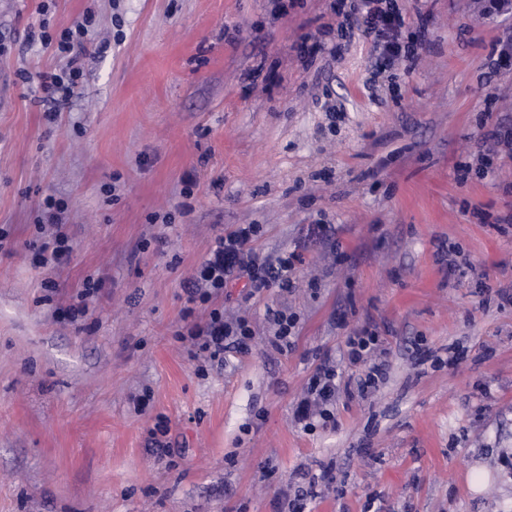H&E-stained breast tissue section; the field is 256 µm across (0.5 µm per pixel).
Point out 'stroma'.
Masks as SVG:
<instances>
[{
    "label": "stroma",
    "instance_id": "obj_1",
    "mask_svg": "<svg viewBox=\"0 0 512 512\" xmlns=\"http://www.w3.org/2000/svg\"><path fill=\"white\" fill-rule=\"evenodd\" d=\"M335 3L0 0V512H275L309 488L311 512H512V229L495 222L512 151L457 181L484 132L512 128V71L487 67L512 15L397 0L427 44L379 74ZM88 11L109 47L48 121L17 73L65 61L26 35ZM48 195L72 245L55 270L34 263ZM240 224L261 225V255L300 254L294 286L197 306L254 339L191 358L184 284ZM442 241L473 273L437 262ZM271 307L297 317L291 350L269 343ZM366 326L386 380L340 394L335 424L295 422L321 365L356 385L342 353Z\"/></svg>",
    "mask_w": 512,
    "mask_h": 512
}]
</instances>
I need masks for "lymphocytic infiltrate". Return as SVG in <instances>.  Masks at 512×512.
Instances as JSON below:
<instances>
[{
    "label": "lymphocytic infiltrate",
    "instance_id": "f902f5d3",
    "mask_svg": "<svg viewBox=\"0 0 512 512\" xmlns=\"http://www.w3.org/2000/svg\"><path fill=\"white\" fill-rule=\"evenodd\" d=\"M338 27L358 33L370 42L377 54V67L384 70L396 61L407 58L418 42L417 36H405L402 9L396 0H353L348 9H337ZM95 29L92 13H85L81 20L65 29L59 36L41 33L42 45L53 47L64 58L65 67L39 73L36 79L39 101L47 108L49 120H56L58 99L69 98L79 88L83 76L80 61L89 50L88 42ZM41 223L54 225L52 239L43 242L37 253V264L42 268L55 269L65 264L72 247L64 231L58 230L59 215L64 208L61 200L45 197ZM260 233L256 224H241L234 230L218 236L208 258L196 271L187 291L190 304L207 303L215 291L228 283L243 282L248 296L280 288H292V271L296 254L284 253L275 259L260 256L253 243ZM197 354L206 355L210 361H223L229 350L247 351L253 332L246 320H225L223 312L211 311L206 321L192 324L188 329ZM382 340L375 329L364 327L346 341V355L350 365L362 367L357 383L360 394H368L387 376L383 360ZM341 379L335 366L325 365L318 369L308 387V396L300 402L295 418L305 422L318 417L323 422L333 421L332 406L340 392Z\"/></svg>",
    "mask_w": 512,
    "mask_h": 512
}]
</instances>
